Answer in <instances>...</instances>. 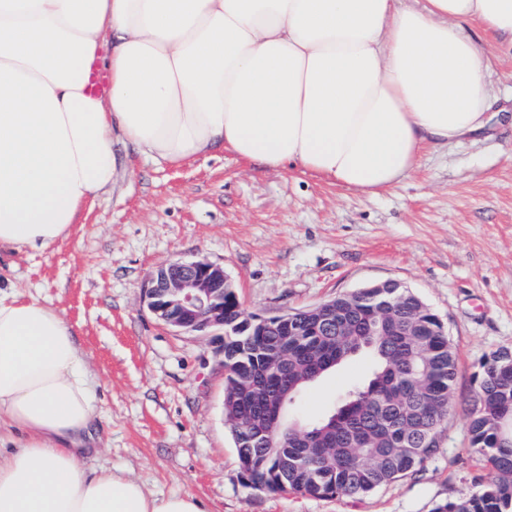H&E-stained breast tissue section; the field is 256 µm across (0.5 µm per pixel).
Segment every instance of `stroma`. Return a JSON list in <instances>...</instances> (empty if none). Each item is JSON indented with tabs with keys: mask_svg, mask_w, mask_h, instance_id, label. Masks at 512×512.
<instances>
[{
	"mask_svg": "<svg viewBox=\"0 0 512 512\" xmlns=\"http://www.w3.org/2000/svg\"><path fill=\"white\" fill-rule=\"evenodd\" d=\"M495 111L512 113V42L490 39ZM119 179L87 203L71 234L43 251L0 254V277L73 326L101 408L92 464L147 492H190L209 512H433L468 492L478 469L466 411L475 375L512 349V125L428 148L418 169L376 196L231 151L157 164L115 143ZM176 258L223 266L247 311L318 305L385 281L413 291L459 353L453 406L436 455L417 476L361 498L246 486L224 414V358L175 333L143 302L150 275ZM365 354L303 391L317 419L368 379Z\"/></svg>",
	"mask_w": 512,
	"mask_h": 512,
	"instance_id": "35a3bbf8",
	"label": "stroma"
}]
</instances>
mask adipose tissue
<instances>
[{
	"label": "adipose tissue",
	"instance_id": "1",
	"mask_svg": "<svg viewBox=\"0 0 512 512\" xmlns=\"http://www.w3.org/2000/svg\"><path fill=\"white\" fill-rule=\"evenodd\" d=\"M486 35L512 38V0H0V250L66 237L111 190L117 139L381 194L487 130ZM99 422L71 324L0 290V512H208L88 465Z\"/></svg>",
	"mask_w": 512,
	"mask_h": 512
}]
</instances>
